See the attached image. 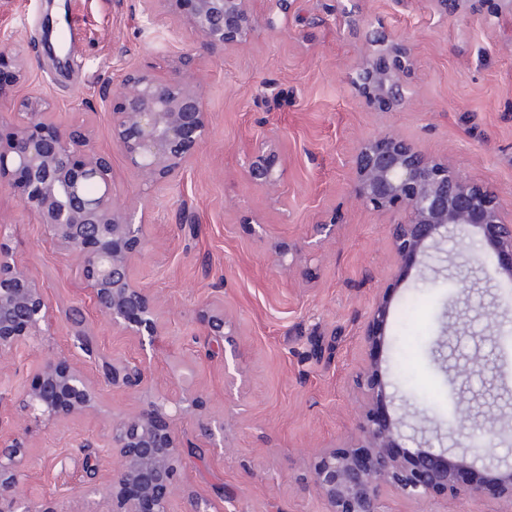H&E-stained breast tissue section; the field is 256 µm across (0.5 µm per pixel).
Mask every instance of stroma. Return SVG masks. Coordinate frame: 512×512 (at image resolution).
<instances>
[{"label": "stroma", "mask_w": 512, "mask_h": 512, "mask_svg": "<svg viewBox=\"0 0 512 512\" xmlns=\"http://www.w3.org/2000/svg\"><path fill=\"white\" fill-rule=\"evenodd\" d=\"M453 13L434 0H294L287 28L269 32L270 0H256L254 34L243 47L199 60L197 75L210 112L208 139L181 178L143 184L112 150L105 93L127 69L168 73L181 53L197 48V35L166 14L146 16L140 0H0V47L22 51L27 80L0 96V104L38 91L52 119L82 124L94 146L111 154L126 204L147 206L152 246L133 267L135 280L161 297L164 329L150 354L146 392L105 385L102 415L61 428L13 424L26 431L34 494L71 512L73 494L90 479L111 474L110 456L97 449L102 420L131 413L149 397L180 385L206 403L207 416L223 420L224 445L206 447L193 428L192 449L180 465L176 512L195 499L223 504L224 512H321L311 487L317 446L343 443L355 416L353 378L365 358L361 331L390 260L391 216L380 215L351 193L354 158L369 137L390 134L449 163L468 180L490 186L512 206V5L507 0H456ZM61 17L65 39L59 70L38 50L46 12ZM386 33L406 48V104L381 109L354 86L370 59L367 34ZM280 140L276 189L251 185L245 160L256 141ZM335 220L329 237L313 227ZM0 220L11 224L17 258L43 283L55 330L42 347L19 351L0 365V396L16 404L36 367L62 354L91 377L106 364L140 359L137 340L112 327L75 274V258L61 257L40 225L9 193H0ZM301 248L310 258L284 272L272 260L275 245ZM478 236L440 242L420 272L395 293L387 343L377 351L391 416H409L426 430L431 448L452 444L448 407L450 355L481 350L487 364L471 394L498 396L512 416V346L498 330L512 331L508 282L493 265L452 263L453 252L477 251ZM218 297L234 322L236 355L214 352L200 312ZM418 306L401 309L410 297ZM86 317L89 350H81L66 313ZM424 376L436 392L421 402L402 379V354L419 342ZM383 512H512V503L444 496L409 500L392 492Z\"/></svg>", "instance_id": "1"}]
</instances>
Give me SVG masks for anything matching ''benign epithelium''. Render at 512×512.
Returning <instances> with one entry per match:
<instances>
[{"label": "benign epithelium", "instance_id": "7a95c632", "mask_svg": "<svg viewBox=\"0 0 512 512\" xmlns=\"http://www.w3.org/2000/svg\"><path fill=\"white\" fill-rule=\"evenodd\" d=\"M254 0H142L143 12L176 16L200 38L198 51L222 54L245 43L253 32ZM265 15L267 30L288 25L291 0H274ZM58 20L46 12L41 48L56 56L52 35ZM372 60L359 73L358 91L388 108L406 102L400 75L408 72L407 50L384 33L368 37ZM183 68L169 77L130 69L119 76L108 101L112 147L144 184H162L178 177L197 157L209 130V113L196 76L195 57L183 53ZM27 58L21 51L0 50V89L26 81ZM47 101L35 94L18 98L0 113V188L16 197L43 235L64 256L79 260L76 274L112 327L154 346L162 330V305L149 289L137 284L132 270L151 245L145 215L126 205L114 190L111 155L97 150L83 125L60 128L50 119ZM276 140L254 146L245 166L252 185L273 189ZM354 197L372 210L402 211L405 218L388 225L392 255L385 289L364 323L368 351L386 343L393 294L407 281L431 246L448 234H475L481 255L455 254L456 265L495 262L512 280V217L488 187L454 171L446 160H435L398 136L366 139L356 157ZM10 225L0 224V362L24 347L40 345L51 327L45 288L19 263L9 244ZM303 261L292 248L275 250L274 262L291 271ZM201 322L208 340L222 347L231 321L224 305L209 303ZM105 380L141 393L148 386L147 359L108 364ZM358 415L341 445L324 444L312 459V489L324 512H381V498L391 491L422 500L492 496L512 501V466L488 483L479 478L477 463L483 447L474 444L480 430L484 447L512 432V421L474 423L461 416L448 423L456 451L436 452L421 443L396 451L405 418L385 412L387 383L379 360L370 355L354 379ZM101 389L68 357L51 354L37 367L24 390L19 411L24 420L60 426L80 417L99 415ZM203 401L184 389L157 397L137 412L114 415L103 424L102 441L118 460L112 478L93 487L99 495L95 512H174L179 492L178 468L188 447L178 424L189 419L212 448L224 445V423L202 416ZM30 479L26 433L0 429V512H60L46 498L23 496L20 486Z\"/></svg>", "mask_w": 512, "mask_h": 512}]
</instances>
